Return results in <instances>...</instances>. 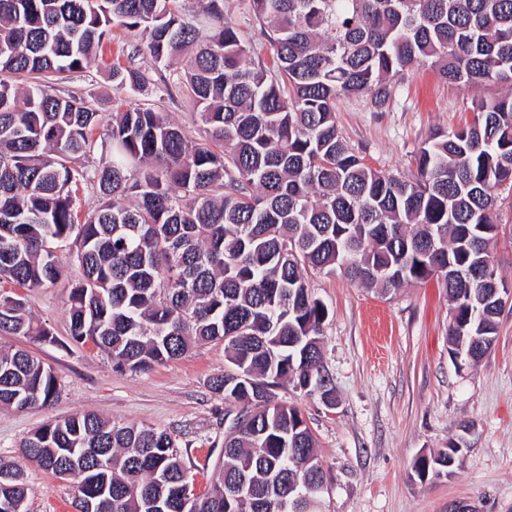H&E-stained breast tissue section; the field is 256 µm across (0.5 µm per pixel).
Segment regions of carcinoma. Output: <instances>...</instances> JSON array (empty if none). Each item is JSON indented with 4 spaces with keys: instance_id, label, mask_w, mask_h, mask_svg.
Listing matches in <instances>:
<instances>
[{
    "instance_id": "carcinoma-1",
    "label": "carcinoma",
    "mask_w": 512,
    "mask_h": 512,
    "mask_svg": "<svg viewBox=\"0 0 512 512\" xmlns=\"http://www.w3.org/2000/svg\"><path fill=\"white\" fill-rule=\"evenodd\" d=\"M178 3L0 0V280L58 283V251L71 239L83 278L69 293L70 335L107 351L114 368L146 371L224 342L230 367L210 389L235 417L217 478L208 493L186 494L188 468L170 434L95 413L35 429L22 455L54 476L71 473L79 512H322L316 440L296 407L272 399L284 381L332 399L327 309L309 273L339 271L387 294L449 267L455 362L479 361L497 338L503 310L488 299L506 283L486 275L496 272L494 192L512 186V0H250L268 28L271 70L224 20V0H199L212 33L185 77L204 135L139 105L112 113L107 139H92L100 113L56 84L94 65L114 28L132 59L178 56L200 32ZM425 64L450 83L511 92L430 137L414 180L375 171L341 136L336 99L367 95L382 108L388 80ZM151 81L146 68L112 66L118 91ZM94 154L93 171L70 166ZM83 184L98 206L80 221ZM0 335L50 333L22 296L1 292ZM58 391L39 359L0 348L1 407L44 404ZM462 450L451 441L416 471L449 475ZM26 501L25 469L0 459V512H27Z\"/></svg>"
}]
</instances>
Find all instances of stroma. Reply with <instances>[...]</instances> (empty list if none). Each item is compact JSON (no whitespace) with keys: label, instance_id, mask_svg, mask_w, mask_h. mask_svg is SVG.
Returning a JSON list of instances; mask_svg holds the SVG:
<instances>
[{"label":"stroma","instance_id":"obj_1","mask_svg":"<svg viewBox=\"0 0 512 512\" xmlns=\"http://www.w3.org/2000/svg\"><path fill=\"white\" fill-rule=\"evenodd\" d=\"M224 18L235 25L256 57L270 62L268 43L249 0H224ZM126 35L113 31L90 69L70 73L61 96L89 99L111 114L148 103L191 136L202 132L185 94L183 63L151 67L142 90H114L112 67L127 64ZM388 106L369 97L336 101V123L348 146L369 167L406 179L417 174L419 148L433 133L462 125L473 101L504 93V86L451 84L426 66L390 79ZM497 221L504 230L494 249L498 275L512 285V189L501 187ZM82 277L69 262L65 278L48 288L24 290L32 315L51 333L34 343L1 336L0 347L25 349L58 375L53 401L22 410L0 407V458L21 457L20 442L34 428L77 413L93 412L119 425L169 433L184 459L195 494L207 492L224 444V401L209 381L228 363L224 345L212 342L145 372L119 371L92 343L69 333L68 295ZM312 294L327 307L323 325V372L335 402L305 395L292 384L275 388V399L297 407L314 434L324 467L325 512H448L465 502L477 512H512V309L481 360L464 368L448 345V291L435 275L387 295L340 274L311 276ZM466 447L453 473L419 477L417 459L450 441ZM29 512H75L73 482L27 466Z\"/></svg>","mask_w":512,"mask_h":512}]
</instances>
